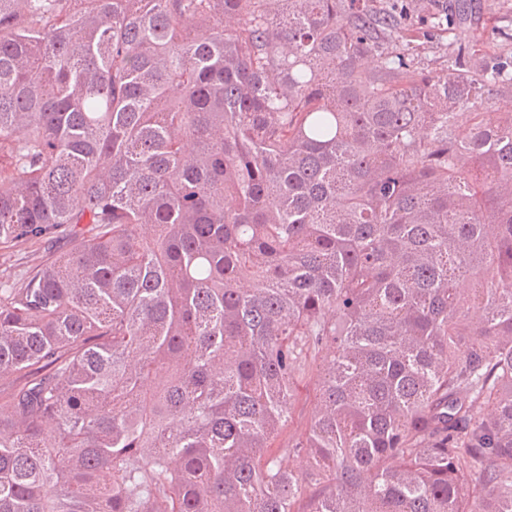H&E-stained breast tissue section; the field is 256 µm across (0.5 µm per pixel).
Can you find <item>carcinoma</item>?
Segmentation results:
<instances>
[{
    "instance_id": "obj_1",
    "label": "carcinoma",
    "mask_w": 512,
    "mask_h": 512,
    "mask_svg": "<svg viewBox=\"0 0 512 512\" xmlns=\"http://www.w3.org/2000/svg\"><path fill=\"white\" fill-rule=\"evenodd\" d=\"M392 35L0 0V248L74 241L0 280V512H512V64Z\"/></svg>"
}]
</instances>
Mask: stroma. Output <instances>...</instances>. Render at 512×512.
<instances>
[{"mask_svg": "<svg viewBox=\"0 0 512 512\" xmlns=\"http://www.w3.org/2000/svg\"><path fill=\"white\" fill-rule=\"evenodd\" d=\"M467 21L454 23L456 0H374L376 9L403 11L404 37L387 48L402 51L406 41L417 47V60L433 75L445 76L458 46L478 50L488 61L512 60V0H473Z\"/></svg>", "mask_w": 512, "mask_h": 512, "instance_id": "1", "label": "stroma"}]
</instances>
